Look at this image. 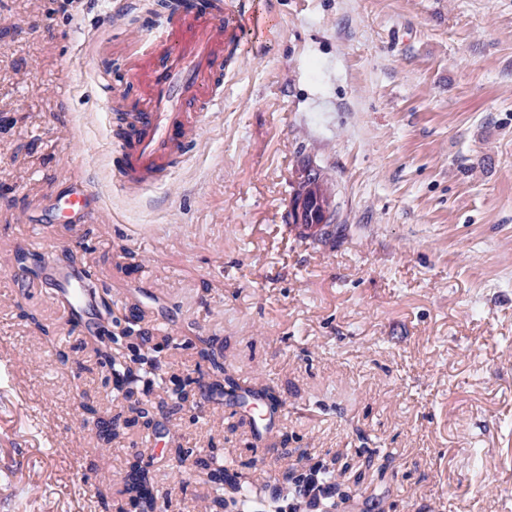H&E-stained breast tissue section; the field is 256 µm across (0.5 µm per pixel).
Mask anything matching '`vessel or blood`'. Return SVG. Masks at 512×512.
I'll return each mask as SVG.
<instances>
[{
    "label": "vessel or blood",
    "instance_id": "1",
    "mask_svg": "<svg viewBox=\"0 0 512 512\" xmlns=\"http://www.w3.org/2000/svg\"><path fill=\"white\" fill-rule=\"evenodd\" d=\"M240 13L228 14L222 0L202 8L184 0L168 12L148 35L146 46L130 54L127 69L137 94L125 115L122 137L113 146L121 189L153 185L184 160L198 137L203 113L223 102L224 48L241 41ZM52 224H87L99 213L96 193L73 180L46 198ZM60 302L80 314L93 300L78 302L70 293L91 285L89 272L42 261Z\"/></svg>",
    "mask_w": 512,
    "mask_h": 512
}]
</instances>
